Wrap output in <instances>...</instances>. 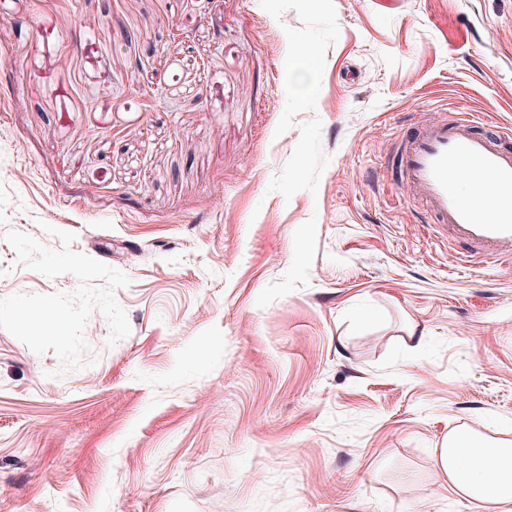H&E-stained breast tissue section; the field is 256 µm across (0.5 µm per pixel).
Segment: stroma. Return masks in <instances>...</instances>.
<instances>
[{
  "label": "stroma",
  "mask_w": 512,
  "mask_h": 512,
  "mask_svg": "<svg viewBox=\"0 0 512 512\" xmlns=\"http://www.w3.org/2000/svg\"><path fill=\"white\" fill-rule=\"evenodd\" d=\"M445 103L512 127V0H0V512H478L512 261L394 152ZM456 448H438L437 467L458 493L486 512L512 511V448L477 441L463 429L451 435Z\"/></svg>",
  "instance_id": "1"
}]
</instances>
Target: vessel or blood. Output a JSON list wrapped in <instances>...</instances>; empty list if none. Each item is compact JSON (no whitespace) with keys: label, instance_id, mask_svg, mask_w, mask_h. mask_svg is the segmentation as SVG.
<instances>
[{"label":"vessel or blood","instance_id":"vessel-or-blood-1","mask_svg":"<svg viewBox=\"0 0 512 512\" xmlns=\"http://www.w3.org/2000/svg\"><path fill=\"white\" fill-rule=\"evenodd\" d=\"M481 123L475 113L453 111L413 129L399 145L400 175L412 198L424 203L429 223L448 226L465 244V264L512 259V149L502 145V131L478 132ZM464 174L490 182L493 210L457 193L456 181Z\"/></svg>","mask_w":512,"mask_h":512}]
</instances>
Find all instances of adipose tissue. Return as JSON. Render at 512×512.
<instances>
[{
	"instance_id": "ef3b65f1",
	"label": "adipose tissue",
	"mask_w": 512,
	"mask_h": 512,
	"mask_svg": "<svg viewBox=\"0 0 512 512\" xmlns=\"http://www.w3.org/2000/svg\"><path fill=\"white\" fill-rule=\"evenodd\" d=\"M453 439L454 447L437 454V467L449 485L484 512H512V446L477 441L463 429Z\"/></svg>"
}]
</instances>
